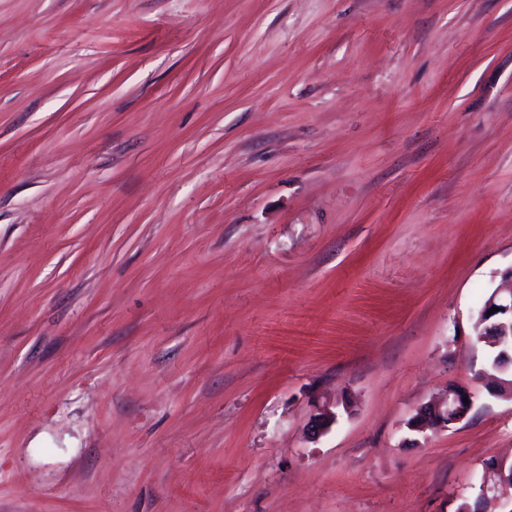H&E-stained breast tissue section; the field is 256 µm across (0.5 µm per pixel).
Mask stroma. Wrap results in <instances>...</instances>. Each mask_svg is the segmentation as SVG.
I'll return each instance as SVG.
<instances>
[{
	"mask_svg": "<svg viewBox=\"0 0 512 512\" xmlns=\"http://www.w3.org/2000/svg\"><path fill=\"white\" fill-rule=\"evenodd\" d=\"M511 267L512 0H0V512L512 504ZM491 293L485 304L480 308L478 317L482 318L484 322L488 323L487 328L499 330H501V328L505 329L502 334L498 335L500 337L497 345L502 346L503 350L501 352V356L498 358V362H496L492 368L503 374L510 367L511 378L509 382H506L502 379H499V381L498 379H495L496 382H500L503 388L509 389L512 388V288L507 290V294H503L502 290L499 288L495 289ZM493 306L499 308V311L487 315V312L491 311ZM501 312L511 313L510 331L508 329L507 323H500L498 321ZM467 397L469 405L463 402ZM472 408V397L469 391L463 387L449 385L441 394L438 402L424 406L413 416V425L417 429H448L451 424L465 420ZM448 416L451 420L448 423ZM427 417V420L418 423L419 419ZM336 418V412L331 411L330 407L318 406L316 412L310 417L308 433L314 438H320L336 423Z\"/></svg>",
	"mask_w": 512,
	"mask_h": 512,
	"instance_id": "35a3bbf8",
	"label": "stroma"
}]
</instances>
